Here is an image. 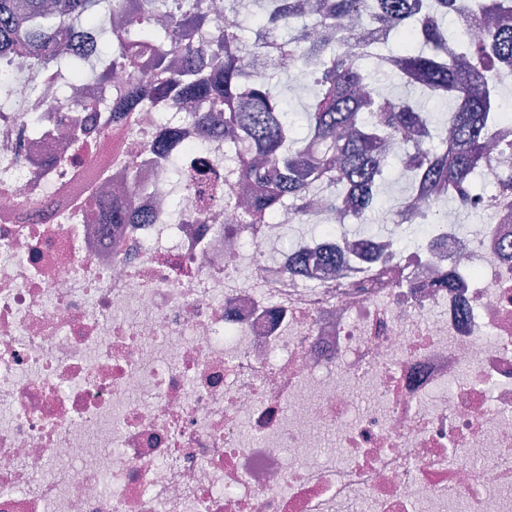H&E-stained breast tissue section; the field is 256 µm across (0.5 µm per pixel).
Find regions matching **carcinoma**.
<instances>
[{"instance_id": "cac0c4a2", "label": "carcinoma", "mask_w": 512, "mask_h": 512, "mask_svg": "<svg viewBox=\"0 0 512 512\" xmlns=\"http://www.w3.org/2000/svg\"><path fill=\"white\" fill-rule=\"evenodd\" d=\"M257 34L277 36L288 29L286 40L290 72L309 80L313 100L305 112L306 132L294 136L288 103L268 80L244 85L236 43L238 33H226L199 43H185L179 30L208 23L204 0H0V55H35L84 76L87 70L103 77L117 67H129L144 56L151 62L152 81H130L117 87L112 111L141 112L162 98L174 95L188 105L207 99L211 112H188L200 129L224 132L236 151V180L251 196L238 210L246 224H265L280 207L291 204L300 215L311 196L324 193L325 211L331 213L343 199L354 209V219L384 205L381 169L391 159L382 147L392 141L415 153L414 167L406 172L409 188L423 181L446 196L466 203L477 190L474 174L484 164L482 132L502 114L491 96H475L472 89L491 86L503 66L512 60V15L501 12L498 0H485L480 23L467 0H324L317 18L323 35L314 37L297 25L304 14L315 13L312 0H259ZM364 13L372 29L362 43L342 31L339 22ZM453 14L460 24L443 27ZM478 24L481 34L465 40V29ZM88 29L109 34L112 52L98 53L95 61L72 52V39ZM462 43L476 66L463 70L446 59L445 45ZM398 44L403 81L418 73L424 93L453 101L448 127L430 149L412 140L421 129L432 132V121L412 98L388 99L368 108L374 94L366 62L382 61L380 47Z\"/></svg>"}]
</instances>
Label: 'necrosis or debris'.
Instances as JSON below:
<instances>
[{
    "label": "necrosis or debris",
    "instance_id": "1",
    "mask_svg": "<svg viewBox=\"0 0 512 512\" xmlns=\"http://www.w3.org/2000/svg\"><path fill=\"white\" fill-rule=\"evenodd\" d=\"M0 73V512H512V190L471 237L442 208L400 250L344 205L288 241L234 221L184 102L113 116L147 62L72 98L35 57ZM177 118L168 155L222 181L203 211L151 149ZM483 138L511 168L512 120Z\"/></svg>",
    "mask_w": 512,
    "mask_h": 512
}]
</instances>
